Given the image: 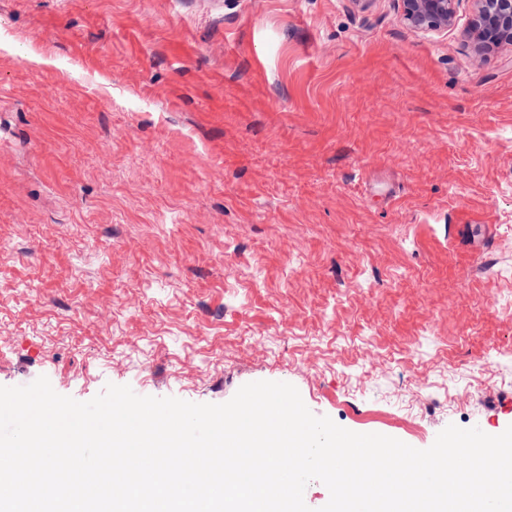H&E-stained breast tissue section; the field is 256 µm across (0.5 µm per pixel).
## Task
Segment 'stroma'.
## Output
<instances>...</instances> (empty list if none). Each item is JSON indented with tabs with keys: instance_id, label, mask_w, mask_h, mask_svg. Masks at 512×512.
Here are the masks:
<instances>
[{
	"instance_id": "1",
	"label": "stroma",
	"mask_w": 512,
	"mask_h": 512,
	"mask_svg": "<svg viewBox=\"0 0 512 512\" xmlns=\"http://www.w3.org/2000/svg\"><path fill=\"white\" fill-rule=\"evenodd\" d=\"M399 0H0V386L512 425V45ZM403 20L419 32L447 30L455 25L460 0H400Z\"/></svg>"
}]
</instances>
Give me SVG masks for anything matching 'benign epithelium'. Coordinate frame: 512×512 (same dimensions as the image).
Listing matches in <instances>:
<instances>
[{
    "label": "benign epithelium",
    "mask_w": 512,
    "mask_h": 512,
    "mask_svg": "<svg viewBox=\"0 0 512 512\" xmlns=\"http://www.w3.org/2000/svg\"><path fill=\"white\" fill-rule=\"evenodd\" d=\"M403 20L419 32L455 25L460 0H400ZM472 15L465 37L477 54L512 44V0H471Z\"/></svg>",
    "instance_id": "obj_1"
}]
</instances>
